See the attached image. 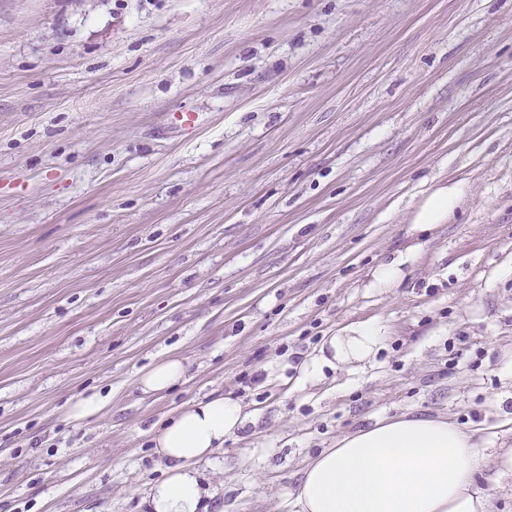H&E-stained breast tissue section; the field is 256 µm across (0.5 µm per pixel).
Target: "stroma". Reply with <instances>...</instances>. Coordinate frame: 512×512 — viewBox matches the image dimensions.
<instances>
[{
	"label": "stroma",
	"instance_id": "35a3bbf8",
	"mask_svg": "<svg viewBox=\"0 0 512 512\" xmlns=\"http://www.w3.org/2000/svg\"><path fill=\"white\" fill-rule=\"evenodd\" d=\"M441 181L464 193L421 231ZM367 321L369 363L304 379ZM168 352L187 383L143 394ZM509 390L512 0H0V512H147L148 429L216 392L254 415L209 512H289L380 416L512 450ZM110 403L109 396L89 393L72 402L66 411V419L70 422H81L91 417H100Z\"/></svg>",
	"mask_w": 512,
	"mask_h": 512
}]
</instances>
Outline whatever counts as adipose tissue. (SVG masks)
Instances as JSON below:
<instances>
[{
	"label": "adipose tissue",
	"instance_id": "adipose-tissue-1",
	"mask_svg": "<svg viewBox=\"0 0 512 512\" xmlns=\"http://www.w3.org/2000/svg\"><path fill=\"white\" fill-rule=\"evenodd\" d=\"M460 196L459 187H434L414 224L445 223ZM382 339L376 323L325 338L304 374L314 377L326 367L369 361ZM186 375L183 359L169 355L142 369L138 386L143 393L158 394L184 383ZM245 420L242 405L221 395L174 412L153 438L167 473L148 495L149 512H206L209 494L198 467L210 464ZM491 456L487 445L448 418H382L345 434L311 460L290 494L291 512H494L490 496L476 488Z\"/></svg>",
	"mask_w": 512,
	"mask_h": 512
}]
</instances>
